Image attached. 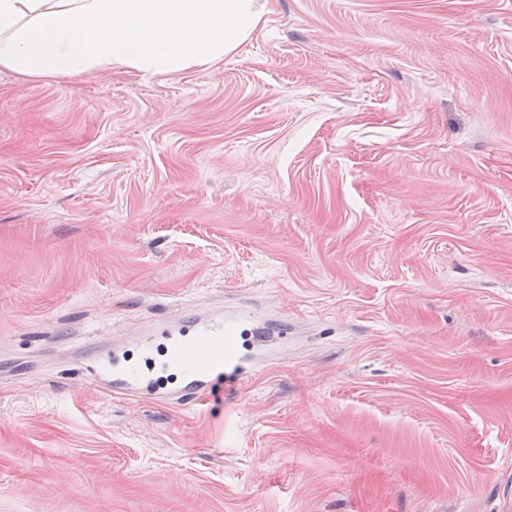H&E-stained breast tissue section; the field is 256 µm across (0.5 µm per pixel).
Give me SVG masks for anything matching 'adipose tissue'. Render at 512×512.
Wrapping results in <instances>:
<instances>
[{
    "instance_id": "adipose-tissue-1",
    "label": "adipose tissue",
    "mask_w": 512,
    "mask_h": 512,
    "mask_svg": "<svg viewBox=\"0 0 512 512\" xmlns=\"http://www.w3.org/2000/svg\"><path fill=\"white\" fill-rule=\"evenodd\" d=\"M263 15L258 0H0V68L174 74L223 60Z\"/></svg>"
}]
</instances>
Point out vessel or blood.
Instances as JSON below:
<instances>
[{
	"instance_id": "b4317fda",
	"label": "vessel or blood",
	"mask_w": 512,
	"mask_h": 512,
	"mask_svg": "<svg viewBox=\"0 0 512 512\" xmlns=\"http://www.w3.org/2000/svg\"><path fill=\"white\" fill-rule=\"evenodd\" d=\"M283 338V330L247 310L208 320L181 315L170 323L149 327L130 347L113 348L108 355L112 363L109 385L125 396L185 403L211 389V376L223 364L233 366L228 383L244 380ZM165 345L170 348L171 361L184 370L181 387H167L125 363L130 350L148 353Z\"/></svg>"
}]
</instances>
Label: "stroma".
<instances>
[{"label":"stroma","instance_id":"obj_1","mask_svg":"<svg viewBox=\"0 0 512 512\" xmlns=\"http://www.w3.org/2000/svg\"><path fill=\"white\" fill-rule=\"evenodd\" d=\"M288 354L93 377L178 313ZM0 512H512V0H268L208 68H0ZM285 334L247 310L208 320L179 315L170 323L150 326L129 346L148 353L171 344L170 359L184 370L181 387L168 388L156 378L125 365L122 361L129 355V346L114 347L107 354L106 359L112 361V380H106L99 371L97 377L101 383L107 382L114 393L185 403L211 389L212 373L224 363H234L226 380L229 384L244 380L263 357L273 354Z\"/></svg>","mask_w":512,"mask_h":512}]
</instances>
